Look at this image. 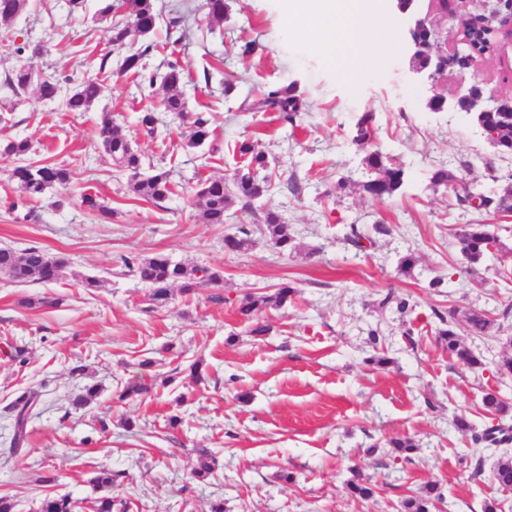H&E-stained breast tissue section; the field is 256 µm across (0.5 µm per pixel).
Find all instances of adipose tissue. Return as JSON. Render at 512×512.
<instances>
[{
  "label": "adipose tissue",
  "mask_w": 512,
  "mask_h": 512,
  "mask_svg": "<svg viewBox=\"0 0 512 512\" xmlns=\"http://www.w3.org/2000/svg\"><path fill=\"white\" fill-rule=\"evenodd\" d=\"M280 23L308 38L321 55L340 60L351 75L368 69L367 48L381 55L394 40L373 0H290Z\"/></svg>",
  "instance_id": "adipose-tissue-1"
}]
</instances>
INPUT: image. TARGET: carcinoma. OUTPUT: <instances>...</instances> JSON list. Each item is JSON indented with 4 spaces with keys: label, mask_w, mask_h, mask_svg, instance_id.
<instances>
[{
    "label": "carcinoma",
    "mask_w": 512,
    "mask_h": 512,
    "mask_svg": "<svg viewBox=\"0 0 512 512\" xmlns=\"http://www.w3.org/2000/svg\"><path fill=\"white\" fill-rule=\"evenodd\" d=\"M105 6L100 10L101 16L106 17L125 8L129 10L125 20L112 28L111 41L114 44L128 48L129 55L122 64V73H131L138 79L141 91L153 93L156 85L166 89V95L161 103L165 111L182 118L187 113L186 102L180 91L184 77V69L178 62H169L167 71L162 77L145 72L139 65L153 44L149 41L150 34L156 28L158 14L155 0H103ZM27 0H0V20L8 21L22 12ZM473 47L490 57L497 51V42L492 37L478 30L470 31ZM440 52L435 44H430L421 55L416 57L417 66L429 73L438 64ZM65 78L57 74L46 75V80L38 88V93L44 99L52 100L58 96V89ZM5 84L13 94L20 95L30 84L28 71L24 68L14 70L6 75ZM106 87L98 80L91 79L80 83L74 93L66 99V108L70 112H85L96 101L104 97ZM256 107L261 112H277L279 118L288 123L295 121L300 112L305 109V101L290 87L271 85L262 92ZM476 123L502 130L500 136L501 150L512 146V112H489L473 116ZM375 116L364 112L357 117L354 125L353 141L360 148H368L374 140ZM191 136L189 146L198 147L208 140L212 134L210 121L203 112L192 116ZM99 137L105 152L126 175L127 187L134 195L144 201L154 204L166 201L174 195L173 185L166 171L156 170L150 174L143 173L142 155L132 146L128 136L113 124L112 114L104 112L99 117ZM237 151L244 159V164L233 173L230 180L222 178L197 177L190 200L202 208V217L207 224H222L225 211L232 200L237 198L243 203V208H252V202L271 195L273 184L267 177L259 176L260 171L267 167L268 161L264 153L255 150L252 143L243 141L237 146ZM366 180L363 190L375 199H385L393 196L404 184L405 171L396 159L379 150L368 152L363 159ZM13 176L19 184L23 198L36 201L42 198L52 188L65 189L71 182L69 169L56 164L35 161L17 166ZM486 209L494 208L503 212H512V189L508 188L502 195L494 199H486L480 204ZM264 243L279 251L286 252L294 248V236L289 225L281 221L280 216L272 209L265 211L264 220L260 227ZM460 251L474 271V266L483 262L491 254L489 241H494L496 249L503 248V243L497 236H490L483 224H467L457 234ZM255 239L252 238L251 227L242 224L233 234L224 236V250L229 253H239L252 248ZM125 267L139 281L150 287V300L157 307H163L171 300V288L178 284L183 293L194 294L201 288H206L221 281L218 271L188 269L185 266L171 262L165 256H155L140 261L135 257L123 259ZM65 267V260L54 258L37 246H31L17 252L11 248H0V274L18 282H37L51 284L60 278ZM295 293V287L282 284L273 293H249L238 302L237 311L247 320L257 316L259 310L265 307L282 308ZM381 314L388 311L405 313L409 301L390 289L374 302ZM438 321L436 327L437 341L448 350V355L459 365L474 369L483 366L482 360L465 344L457 332L456 313L453 311L433 310ZM469 327L476 334H488L496 326L495 320L486 316L472 313L467 317ZM41 400V392L30 389L21 392L7 406L8 415L12 422L11 448L17 450L27 443V424L31 410ZM482 406L486 414L501 417L509 412L512 406L493 391H487L482 397ZM452 424L461 432L471 433V447L499 448L512 444V425L499 422L476 430L466 416L456 415ZM497 485L501 489H512V458L500 459L495 464ZM352 478L347 480L346 488L350 494L361 499L372 497L374 490L370 479L365 478L359 470L351 469ZM121 474L102 469L95 472L89 479L96 489H105L109 494L96 498L90 508L92 512H129L128 498L110 494L112 487L117 485ZM442 503L441 493L437 486L427 484L421 491L408 497L403 502L404 512H435L438 504ZM72 499L67 494L48 492L40 502L39 512H72Z\"/></svg>",
    "instance_id": "carcinoma-1"
}]
</instances>
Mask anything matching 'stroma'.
<instances>
[{
  "instance_id": "stroma-1",
  "label": "stroma",
  "mask_w": 512,
  "mask_h": 512,
  "mask_svg": "<svg viewBox=\"0 0 512 512\" xmlns=\"http://www.w3.org/2000/svg\"><path fill=\"white\" fill-rule=\"evenodd\" d=\"M380 4L395 45L352 82L308 39L280 30L281 0H224L219 23L208 21L207 0H156V48L143 64L151 72L171 60L182 64L187 108L207 113L213 131L195 148L188 126L164 112L160 95L145 96L131 76L119 75L123 53L111 42V21L98 18V0L76 10L68 0H28L12 21L0 22V247L37 246L67 261L49 285L0 275V496L13 497L17 512H37L44 493L34 474L43 470L57 474L56 493L89 512L98 496L90 479L102 468L122 473L129 512H208L219 500L224 512H404V500L429 482L443 496V512H482L491 498L512 512V491H500L488 476L472 477L470 438L452 425L457 414L487 425L484 389L512 403V373L498 369L512 354V318L493 336L459 327L484 359L481 368L464 370L437 343L431 317L437 308L460 319L473 311L497 318L512 306V286L500 278L512 270V215L473 210L454 186L459 180L501 195L512 183V154L492 147L466 113L426 106L432 94L451 99L475 84L484 96L512 98V45L494 59L448 70L432 86L416 71L396 0ZM175 8L185 22L171 30ZM249 41L257 48L246 55ZM34 43L41 54L31 53ZM22 66L74 85L96 78L107 91L89 111L70 112L63 98L43 99L33 87L13 95L4 79ZM267 83L302 95L306 108L295 124L242 111L243 100H257ZM104 111L145 162L170 170L182 192L160 207L129 192L98 139ZM147 112L155 117L150 129L140 122ZM360 112L374 113L376 142L405 170L403 186L385 200L361 187L365 154L352 141ZM15 139L29 140L30 160L69 168L71 184L20 204L18 160L4 151ZM245 140L267 157L271 195L249 212L233 202L226 223H203L190 186L200 175L230 177L240 164L231 149ZM439 169L451 185L432 184ZM84 193L97 195L111 216L80 207ZM269 208L289 224L294 250L259 245L226 253L225 234ZM348 224L361 225L371 246H348ZM378 224L388 234L376 233ZM465 224L488 225L504 243L474 277L457 240ZM410 252L417 266L412 275L399 274L398 260ZM129 255H164L221 271L223 279L193 295L172 287L168 305L157 308L148 286L125 268ZM87 275L101 278L103 288L88 293L81 286ZM435 276L447 278L445 292L429 289ZM285 282L296 289L292 302L260 313L270 331L251 335L238 300ZM389 288L408 299L406 313L375 311L374 300ZM51 294L63 296L62 305H41ZM374 327L391 359L384 367L365 363ZM16 348L24 360L12 357ZM195 362L197 382L189 377ZM77 365L84 375L72 374ZM134 380L151 392L121 399ZM88 384L98 386L96 400L71 409ZM30 388L42 398L30 413L28 444L15 452L6 407ZM404 437L418 445L408 461L385 445ZM374 442L378 450L368 453ZM203 448L215 463L199 482L190 472ZM354 464L375 485L370 499L345 488ZM281 470L292 473V483L276 479Z\"/></svg>"
}]
</instances>
